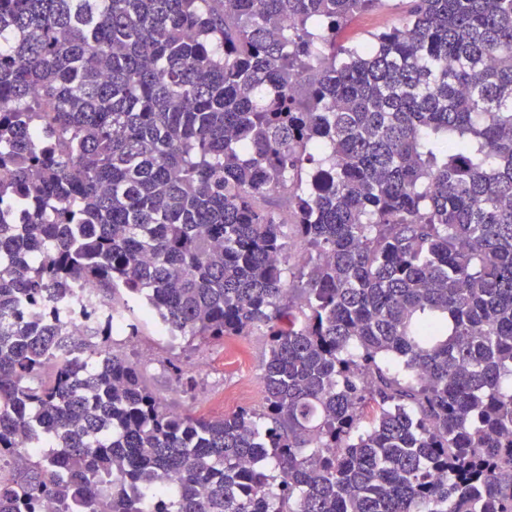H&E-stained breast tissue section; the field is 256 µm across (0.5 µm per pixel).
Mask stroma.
<instances>
[{
	"instance_id": "35a3bbf8",
	"label": "stroma",
	"mask_w": 512,
	"mask_h": 512,
	"mask_svg": "<svg viewBox=\"0 0 512 512\" xmlns=\"http://www.w3.org/2000/svg\"><path fill=\"white\" fill-rule=\"evenodd\" d=\"M408 8V0H383L374 10L358 15L341 39L348 44L365 42L370 34L396 24ZM119 348L138 363L149 386L172 410L220 416L264 404L260 376L267 345L262 331L207 342H183L172 348L159 335L154 321L145 319L138 337L120 339ZM174 363L194 377L193 389L173 381L170 366ZM233 391L239 392V399H230Z\"/></svg>"
}]
</instances>
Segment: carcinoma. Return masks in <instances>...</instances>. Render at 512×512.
Instances as JSON below:
<instances>
[{
	"instance_id": "obj_1",
	"label": "carcinoma",
	"mask_w": 512,
	"mask_h": 512,
	"mask_svg": "<svg viewBox=\"0 0 512 512\" xmlns=\"http://www.w3.org/2000/svg\"><path fill=\"white\" fill-rule=\"evenodd\" d=\"M380 2L0 0V512H512V0ZM84 281L264 410L57 355ZM372 11L358 15L343 31L341 40L348 44L365 42L371 33L390 28L410 8L408 0H382ZM139 336L131 341L115 337L120 352L138 363L147 383L157 396L174 411L191 409L198 415L220 416L239 407L259 409L264 405L260 384L263 360L267 351L266 336L256 330L251 336H226L224 340L189 344L167 330L158 331L153 320L142 319ZM173 360L195 379L192 390L177 385L168 361ZM244 391L238 400L224 398V392ZM237 396H234V398Z\"/></svg>"
}]
</instances>
